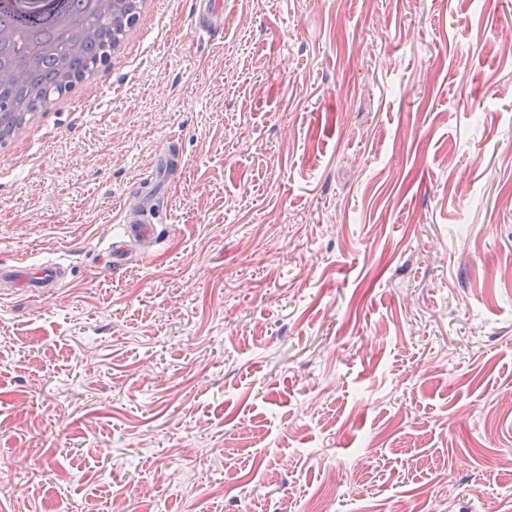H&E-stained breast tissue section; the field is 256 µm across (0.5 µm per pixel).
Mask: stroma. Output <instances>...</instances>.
<instances>
[{"label": "stroma", "mask_w": 512, "mask_h": 512, "mask_svg": "<svg viewBox=\"0 0 512 512\" xmlns=\"http://www.w3.org/2000/svg\"><path fill=\"white\" fill-rule=\"evenodd\" d=\"M512 0H165L0 153V512H512ZM176 148L149 257L99 266ZM195 14L198 19L196 27L205 33L224 32V1L196 0ZM1 276L11 278L18 291L28 294L44 296L53 294L65 277L62 263L57 260H49L40 265L17 266L0 262Z\"/></svg>", "instance_id": "1"}]
</instances>
